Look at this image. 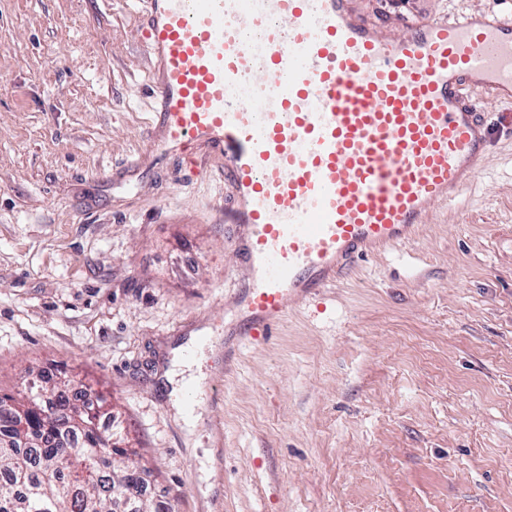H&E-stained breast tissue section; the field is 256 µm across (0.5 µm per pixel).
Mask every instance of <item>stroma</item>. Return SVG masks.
Here are the masks:
<instances>
[{
  "instance_id": "1",
  "label": "stroma",
  "mask_w": 512,
  "mask_h": 512,
  "mask_svg": "<svg viewBox=\"0 0 512 512\" xmlns=\"http://www.w3.org/2000/svg\"><path fill=\"white\" fill-rule=\"evenodd\" d=\"M354 0L379 24L512 0ZM137 0H0V393L111 410L163 512H512V104L414 245L224 356L241 282L217 172L150 147Z\"/></svg>"
}]
</instances>
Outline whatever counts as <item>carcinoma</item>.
Wrapping results in <instances>:
<instances>
[{
  "label": "carcinoma",
  "mask_w": 512,
  "mask_h": 512,
  "mask_svg": "<svg viewBox=\"0 0 512 512\" xmlns=\"http://www.w3.org/2000/svg\"><path fill=\"white\" fill-rule=\"evenodd\" d=\"M45 380L19 400L0 396V512H153L132 458L115 468L99 427L111 417Z\"/></svg>",
  "instance_id": "carcinoma-1"
}]
</instances>
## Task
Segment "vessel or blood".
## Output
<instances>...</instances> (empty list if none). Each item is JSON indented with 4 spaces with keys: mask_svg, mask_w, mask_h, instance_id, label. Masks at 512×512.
<instances>
[{
    "mask_svg": "<svg viewBox=\"0 0 512 512\" xmlns=\"http://www.w3.org/2000/svg\"><path fill=\"white\" fill-rule=\"evenodd\" d=\"M141 17L156 157L222 162L243 343L414 243L488 162L472 91L512 102V20L482 10L400 37L352 0H144Z\"/></svg>",
    "mask_w": 512,
    "mask_h": 512,
    "instance_id": "vessel-or-blood-1",
    "label": "vessel or blood"
}]
</instances>
